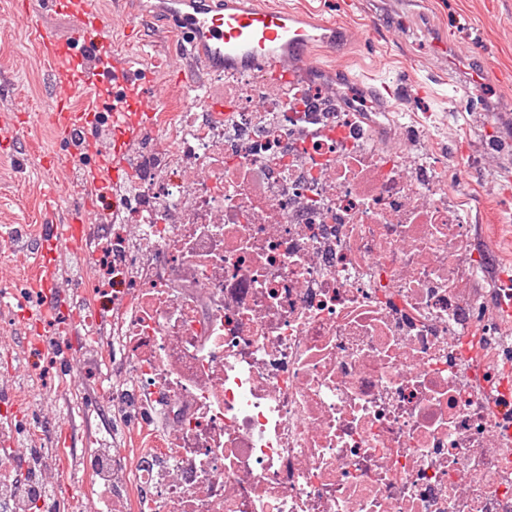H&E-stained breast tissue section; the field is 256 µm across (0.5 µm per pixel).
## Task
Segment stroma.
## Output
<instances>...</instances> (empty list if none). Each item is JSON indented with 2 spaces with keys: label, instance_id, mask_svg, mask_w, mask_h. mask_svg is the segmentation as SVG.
I'll list each match as a JSON object with an SVG mask.
<instances>
[{
  "label": "stroma",
  "instance_id": "obj_1",
  "mask_svg": "<svg viewBox=\"0 0 512 512\" xmlns=\"http://www.w3.org/2000/svg\"><path fill=\"white\" fill-rule=\"evenodd\" d=\"M263 5L303 10L306 17L340 23L352 32L343 54L332 58L313 47L312 65L297 68L299 81L327 86L337 94L351 90L350 76L363 85L389 83L401 89L403 108L427 129L418 149L447 158L450 187L467 202L476 250H496L501 259L490 274L496 288L512 289V0H261ZM160 0H129L116 13L112 37L130 54L170 60L163 80L174 82L188 67L177 47L174 25ZM153 15L149 46L139 47L124 33L137 14ZM343 65L347 79H338ZM50 64L41 56L34 32L14 8L0 0V109L22 107L35 116L49 95ZM428 95L415 96L417 84ZM55 185L63 206L91 192L82 166L57 172L46 182L33 158L0 146V228L17 229L0 242V436L8 448L0 462L20 460L24 448L40 449L42 464L54 470L58 444L52 429L60 420L73 425L75 453L68 475V512H133L138 497L126 488L103 498L91 458L95 449L129 452L131 429L112 432V388L102 376V351L112 342V317L86 320L89 305L104 281L98 258L83 259L62 249L56 258L58 288L75 302L58 310L43 347H23L15 333V314L37 297L28 280L34 273L31 247L47 218L44 189Z\"/></svg>",
  "mask_w": 512,
  "mask_h": 512
}]
</instances>
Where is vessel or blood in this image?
Here are the masks:
<instances>
[{
	"label": "vessel or blood",
	"instance_id": "vessel-or-blood-1",
	"mask_svg": "<svg viewBox=\"0 0 512 512\" xmlns=\"http://www.w3.org/2000/svg\"><path fill=\"white\" fill-rule=\"evenodd\" d=\"M16 7L37 33L39 51L51 64L50 102L40 119L67 142L68 152L42 153L17 125L5 133V141L37 158L41 170L53 171L78 162L103 123H110L114 133L111 154L102 156L88 173L95 194L83 207L68 211L65 230L48 226L39 241L35 287L41 303L38 309L22 311L18 324L19 333L31 335L40 332L49 312L64 303V293L55 287L57 249L64 245L78 253L88 252L92 218L106 204L105 188L117 183L125 168L126 145L141 131L154 129L162 92L154 69L113 48L112 16L101 0H18ZM57 11L70 18L69 38H60L44 22L47 13ZM163 11L173 24L191 33L188 55L200 59L208 71L260 65L270 71L276 84L293 79L296 66L308 61L313 46H322L335 57L347 40L340 24L321 21L308 30L299 27L298 16L289 10L246 7L237 0H224L220 7L211 6L209 0H165ZM85 93L111 102L109 119H102L93 104L83 110L74 108V98Z\"/></svg>",
	"mask_w": 512,
	"mask_h": 512
}]
</instances>
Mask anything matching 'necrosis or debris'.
<instances>
[{"label": "necrosis or debris", "mask_w": 512, "mask_h": 512, "mask_svg": "<svg viewBox=\"0 0 512 512\" xmlns=\"http://www.w3.org/2000/svg\"><path fill=\"white\" fill-rule=\"evenodd\" d=\"M249 91L213 103L216 85ZM114 189L138 512H512V358L448 164L309 84L214 74Z\"/></svg>", "instance_id": "1"}]
</instances>
